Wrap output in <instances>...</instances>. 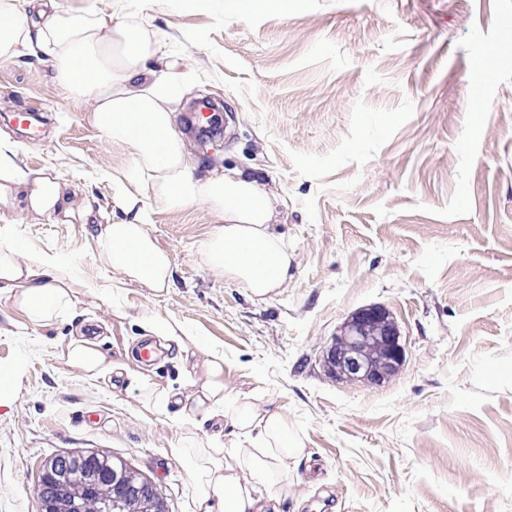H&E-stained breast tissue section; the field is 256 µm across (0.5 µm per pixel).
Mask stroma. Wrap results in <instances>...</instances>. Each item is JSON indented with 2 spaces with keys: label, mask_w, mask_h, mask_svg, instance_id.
Wrapping results in <instances>:
<instances>
[{
  "label": "stroma",
  "mask_w": 512,
  "mask_h": 512,
  "mask_svg": "<svg viewBox=\"0 0 512 512\" xmlns=\"http://www.w3.org/2000/svg\"><path fill=\"white\" fill-rule=\"evenodd\" d=\"M64 2L142 20L191 75L178 113L203 96L222 106L213 155L189 139L188 161L199 176L262 169L292 264L263 301L213 271L206 204L174 211L127 181L130 156L99 137L47 57L0 63L14 163L58 173L95 217H10L20 255L70 260L78 303L37 328L0 301V369L12 373L0 383V512H40L43 464L75 450L124 459L169 512H197L190 469L168 450L210 424L152 415L136 384L86 379L64 357L83 322L109 361L194 400L204 376L183 354L135 358L150 315L223 354L227 393L287 418L303 451L281 512H512V0H287L254 13L240 0ZM481 54L495 64L472 98ZM16 112L40 114L39 137L18 136ZM126 193L170 260V288L104 266L101 227L125 220ZM370 304L392 314L405 363L381 386L336 381L322 351Z\"/></svg>",
  "instance_id": "obj_1"
}]
</instances>
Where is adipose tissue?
Here are the masks:
<instances>
[{"label":"adipose tissue","mask_w":512,"mask_h":512,"mask_svg":"<svg viewBox=\"0 0 512 512\" xmlns=\"http://www.w3.org/2000/svg\"><path fill=\"white\" fill-rule=\"evenodd\" d=\"M25 50L45 54L59 84L89 101L90 122L100 137L122 144L130 155L129 179L147 181L168 208L210 206L219 219L202 246L211 269L259 298L286 285L291 257L276 231L278 198L264 189L257 168L195 177L172 118L187 76L169 67L151 68L161 45L147 29L123 19L105 25L92 9L75 11L62 0H0V62ZM11 153L10 145L0 142V219L20 206L52 223L62 214L89 222L90 213L77 214L70 207L67 181L46 170H22ZM123 207L129 220L104 227V264L155 290L169 287V258L155 245L135 197H127ZM70 282L65 262L22 258L13 244H0V300L33 326L50 325L74 308L78 298ZM65 356L92 380L128 374L124 366L108 364L96 343L84 337L71 339ZM202 370L205 381L191 408L185 407L181 390L159 392L147 377L138 380L154 415L224 421L207 441L171 450L191 466L198 512H278L288 490V463L300 455L301 441L289 436L286 417L263 407L260 397L227 394L223 356L207 353Z\"/></svg>","instance_id":"adipose-tissue-1"}]
</instances>
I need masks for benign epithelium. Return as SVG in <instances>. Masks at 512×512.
Returning <instances> with one entry per match:
<instances>
[{
	"mask_svg": "<svg viewBox=\"0 0 512 512\" xmlns=\"http://www.w3.org/2000/svg\"><path fill=\"white\" fill-rule=\"evenodd\" d=\"M399 328L380 306L359 310L325 351V365L340 379L381 385L405 362Z\"/></svg>",
	"mask_w": 512,
	"mask_h": 512,
	"instance_id": "1",
	"label": "benign epithelium"
}]
</instances>
